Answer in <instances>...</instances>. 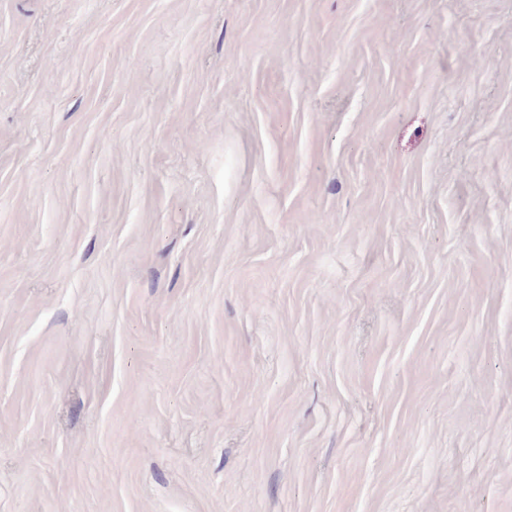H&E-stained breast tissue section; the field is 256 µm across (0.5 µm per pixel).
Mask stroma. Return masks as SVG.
<instances>
[{
	"mask_svg": "<svg viewBox=\"0 0 512 512\" xmlns=\"http://www.w3.org/2000/svg\"><path fill=\"white\" fill-rule=\"evenodd\" d=\"M0 512H512V0H0Z\"/></svg>",
	"mask_w": 512,
	"mask_h": 512,
	"instance_id": "stroma-1",
	"label": "stroma"
}]
</instances>
